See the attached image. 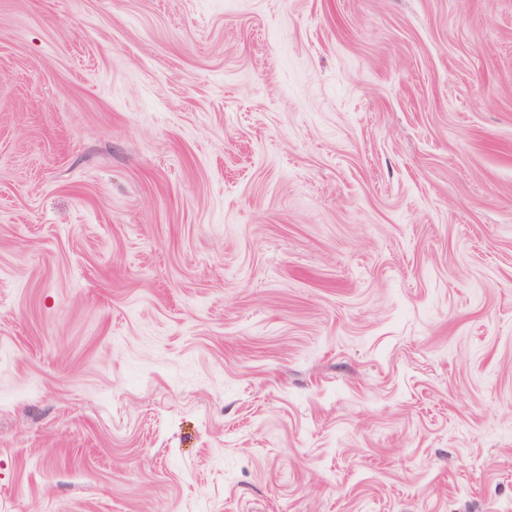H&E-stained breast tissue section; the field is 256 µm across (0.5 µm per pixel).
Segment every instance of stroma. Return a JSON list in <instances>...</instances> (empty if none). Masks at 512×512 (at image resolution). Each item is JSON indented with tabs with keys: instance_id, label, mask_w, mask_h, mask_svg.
I'll use <instances>...</instances> for the list:
<instances>
[{
	"instance_id": "35a3bbf8",
	"label": "stroma",
	"mask_w": 512,
	"mask_h": 512,
	"mask_svg": "<svg viewBox=\"0 0 512 512\" xmlns=\"http://www.w3.org/2000/svg\"><path fill=\"white\" fill-rule=\"evenodd\" d=\"M0 512H512V0H0Z\"/></svg>"
}]
</instances>
